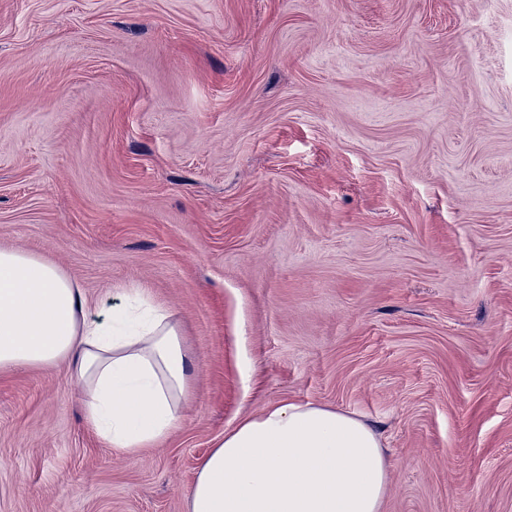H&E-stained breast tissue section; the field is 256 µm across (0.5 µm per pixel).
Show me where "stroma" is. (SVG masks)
<instances>
[{
	"instance_id": "stroma-1",
	"label": "stroma",
	"mask_w": 512,
	"mask_h": 512,
	"mask_svg": "<svg viewBox=\"0 0 512 512\" xmlns=\"http://www.w3.org/2000/svg\"><path fill=\"white\" fill-rule=\"evenodd\" d=\"M193 359L131 457L0 371V512H186L224 433L353 414L382 512H512V0H0V248Z\"/></svg>"
}]
</instances>
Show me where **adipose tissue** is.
<instances>
[{
  "label": "adipose tissue",
  "instance_id": "ef3b65f1",
  "mask_svg": "<svg viewBox=\"0 0 512 512\" xmlns=\"http://www.w3.org/2000/svg\"><path fill=\"white\" fill-rule=\"evenodd\" d=\"M67 362L88 427L129 456L179 420L192 361L172 313L139 291L91 318L82 288L49 260L0 249V370ZM388 460L369 423L287 402L243 421L204 459L187 512H380Z\"/></svg>",
  "mask_w": 512,
  "mask_h": 512
}]
</instances>
